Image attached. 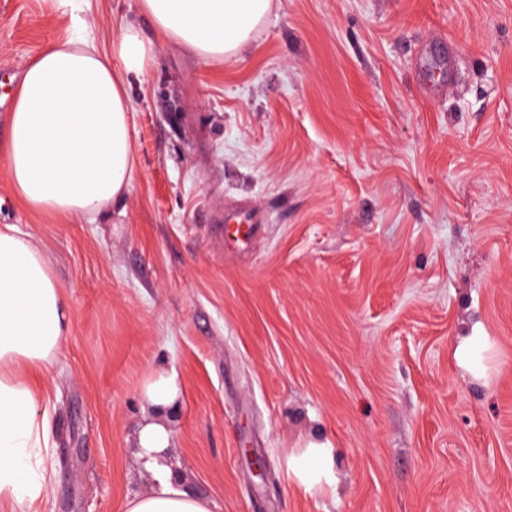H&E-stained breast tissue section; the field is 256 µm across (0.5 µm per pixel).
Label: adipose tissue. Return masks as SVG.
I'll return each instance as SVG.
<instances>
[{"instance_id":"ef3b65f1","label":"adipose tissue","mask_w":512,"mask_h":512,"mask_svg":"<svg viewBox=\"0 0 512 512\" xmlns=\"http://www.w3.org/2000/svg\"><path fill=\"white\" fill-rule=\"evenodd\" d=\"M156 34L122 22L109 50L84 39L50 43L26 63L17 84L0 154L12 193L29 209L66 218L95 216L121 200L135 168L130 89L155 63L164 40L203 59L234 57L249 47L272 0H137ZM70 329L68 305L40 248L11 225L0 227V512H32L52 479L51 423L38 379ZM454 355L473 379L488 380L495 346L482 324L460 339ZM180 394L175 373L145 383L152 417L138 426V457L151 489L124 512H210L187 492L167 454L164 424ZM288 474L305 490L335 492L331 440L307 441L288 455Z\"/></svg>"}]
</instances>
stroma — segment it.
Segmentation results:
<instances>
[{
    "label": "stroma",
    "mask_w": 512,
    "mask_h": 512,
    "mask_svg": "<svg viewBox=\"0 0 512 512\" xmlns=\"http://www.w3.org/2000/svg\"><path fill=\"white\" fill-rule=\"evenodd\" d=\"M79 14L101 50L123 20L153 33L136 0ZM76 33L52 0H0V139L24 65ZM155 55L103 214L23 207L0 155V225L42 250L71 322L42 381L41 512L149 490L135 431L160 368L172 465L211 512H512V0H274L243 56ZM477 322L485 384L453 356ZM317 435L333 495L288 478Z\"/></svg>",
    "instance_id": "obj_1"
}]
</instances>
